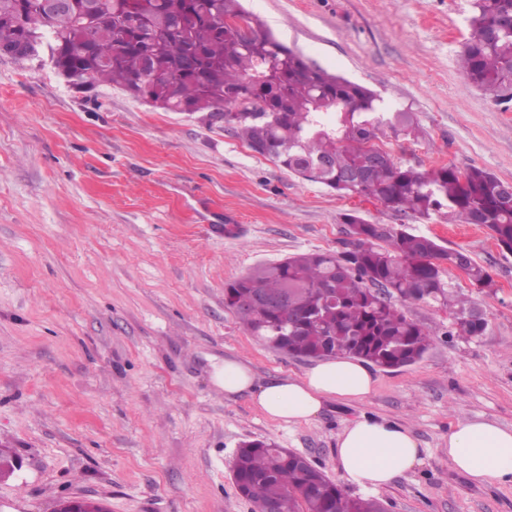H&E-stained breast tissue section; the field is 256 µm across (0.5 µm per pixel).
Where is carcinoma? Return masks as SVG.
I'll return each instance as SVG.
<instances>
[{"label": "carcinoma", "mask_w": 512, "mask_h": 512, "mask_svg": "<svg viewBox=\"0 0 512 512\" xmlns=\"http://www.w3.org/2000/svg\"><path fill=\"white\" fill-rule=\"evenodd\" d=\"M145 25L129 24L131 10ZM96 20L95 49L84 48V16ZM469 36L459 55L463 75L500 96L512 88V0H471ZM0 39L30 40L31 58L47 45L58 73L123 90L170 112L224 114V129L294 176L342 196L373 198L422 219L434 216L487 227L512 253V183L484 168L460 174L441 166L420 172L397 164L379 135L418 138L407 109L379 111L364 85L330 74L281 43L240 0H0ZM355 243L342 252L295 254L260 264L224 288V304L252 335L286 355L348 356L383 369L408 366L433 333L406 310L438 304L459 335L484 334L487 321L464 316L472 302L445 281L443 263L480 288L490 274L463 250L449 251L400 224L343 215ZM288 296L284 306L242 304L253 291ZM240 492L255 507L275 500L280 512H386L378 499L352 497L296 453L262 440L240 448L233 466Z\"/></svg>", "instance_id": "cac0c4a2"}]
</instances>
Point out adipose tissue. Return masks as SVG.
I'll return each mask as SVG.
<instances>
[{
  "label": "adipose tissue",
  "instance_id": "1",
  "mask_svg": "<svg viewBox=\"0 0 512 512\" xmlns=\"http://www.w3.org/2000/svg\"><path fill=\"white\" fill-rule=\"evenodd\" d=\"M225 396L251 393L270 419L283 423L310 421L326 400L360 402L376 379L361 360H324L299 379L256 384L251 369L239 360L225 361L214 374ZM336 453L342 478L362 488H378L413 469L421 461L415 436L405 426L361 417L337 436ZM448 463L475 484L512 487V429L489 421L463 420L448 431Z\"/></svg>",
  "mask_w": 512,
  "mask_h": 512
}]
</instances>
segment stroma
<instances>
[{
  "label": "stroma",
  "instance_id": "stroma-1",
  "mask_svg": "<svg viewBox=\"0 0 512 512\" xmlns=\"http://www.w3.org/2000/svg\"><path fill=\"white\" fill-rule=\"evenodd\" d=\"M309 62L411 108L419 141H388L421 171L479 167L512 182V100L471 84L457 59L470 0H242ZM406 225L464 249L493 279L454 287L483 311V336L448 310L410 305L432 327L417 363L375 368V392L332 400L311 421L269 420L251 394L213 383L225 360L258 382L310 360L268 348L224 304L259 264L354 241L343 215ZM407 427L422 462L374 490L389 512H512V487L472 483L448 463L460 419L512 429V254L477 224L416 219L342 198L258 155L202 114L167 112L104 85L74 88L51 62L0 55V448L23 461L0 482L7 512H54L64 497L109 512H254L233 460L267 440L307 456L349 495L336 438L362 416Z\"/></svg>",
  "mask_w": 512,
  "mask_h": 512
}]
</instances>
